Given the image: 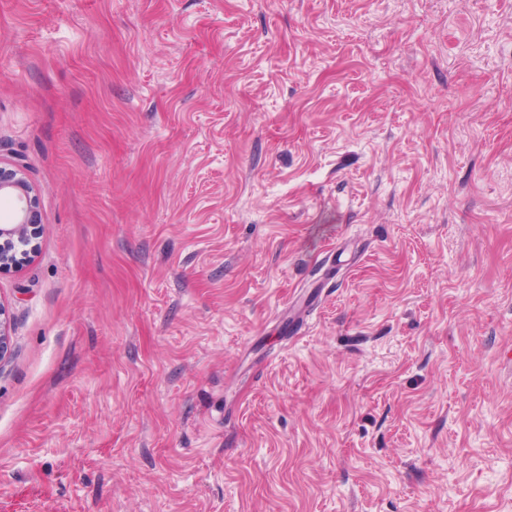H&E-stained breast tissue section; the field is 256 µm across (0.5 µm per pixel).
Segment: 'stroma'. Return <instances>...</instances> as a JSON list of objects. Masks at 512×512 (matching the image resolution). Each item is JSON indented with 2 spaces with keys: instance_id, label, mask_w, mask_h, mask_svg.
<instances>
[{
  "instance_id": "stroma-1",
  "label": "stroma",
  "mask_w": 512,
  "mask_h": 512,
  "mask_svg": "<svg viewBox=\"0 0 512 512\" xmlns=\"http://www.w3.org/2000/svg\"><path fill=\"white\" fill-rule=\"evenodd\" d=\"M0 512H512V0H0ZM0 200L11 203L10 212L0 224V274L16 269L37 250V192L24 167L0 160Z\"/></svg>"
}]
</instances>
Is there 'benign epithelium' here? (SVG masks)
<instances>
[{"label": "benign epithelium", "mask_w": 512, "mask_h": 512, "mask_svg": "<svg viewBox=\"0 0 512 512\" xmlns=\"http://www.w3.org/2000/svg\"><path fill=\"white\" fill-rule=\"evenodd\" d=\"M0 200L11 203L10 212L0 222V274L16 269L37 250V192L24 167L0 160Z\"/></svg>", "instance_id": "benign-epithelium-1"}]
</instances>
